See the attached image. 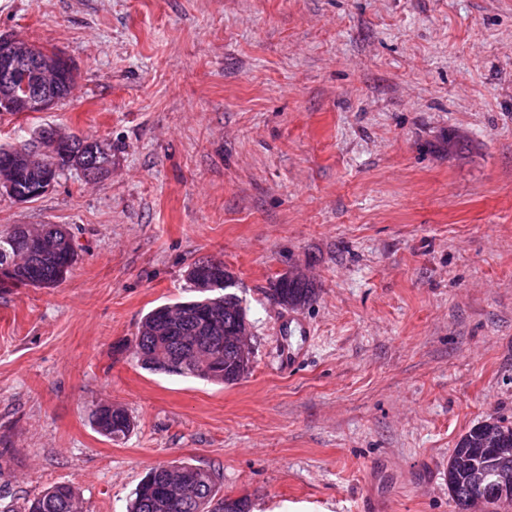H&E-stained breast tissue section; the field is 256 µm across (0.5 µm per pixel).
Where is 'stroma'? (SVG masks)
Masks as SVG:
<instances>
[{
  "mask_svg": "<svg viewBox=\"0 0 512 512\" xmlns=\"http://www.w3.org/2000/svg\"><path fill=\"white\" fill-rule=\"evenodd\" d=\"M62 52L72 94L0 112L112 146L0 229L63 224L52 288L0 290V512L66 482L127 512L154 466L220 474L254 512H457L461 435L512 425V0H0V35ZM237 281L252 364L232 385L154 373L130 342ZM302 270L290 310L272 281ZM134 428L98 434L97 405ZM218 259H206V260H199L195 262L187 271V278L190 281L191 284H193L194 288H198V280L202 276V274L205 276V271L209 268H211L210 263L211 261H215ZM201 264H204V266L200 267ZM216 266H218L221 271H223V275H219L217 277H203L200 281L202 284V290H205L206 288H210L212 284L218 282L222 283L224 282V291H226L228 288H233V284L235 281V277L233 279H228V285L225 286L224 275H226V272H224V265L223 264H217L214 263ZM193 268V269H192ZM272 291L279 304L289 308L299 307L288 306L296 303L305 306L316 296V288L311 282L286 278L284 275L275 279Z\"/></svg>",
  "mask_w": 512,
  "mask_h": 512,
  "instance_id": "1",
  "label": "stroma"
}]
</instances>
